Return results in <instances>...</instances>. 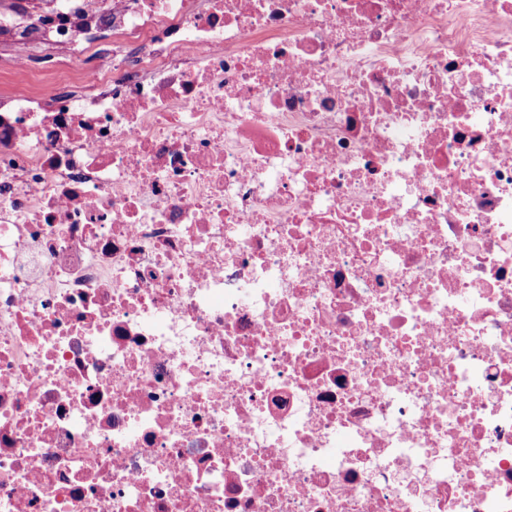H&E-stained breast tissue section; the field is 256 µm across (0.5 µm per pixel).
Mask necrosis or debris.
I'll list each match as a JSON object with an SVG mask.
<instances>
[{"instance_id":"necrosis-or-debris-1","label":"necrosis or debris","mask_w":512,"mask_h":512,"mask_svg":"<svg viewBox=\"0 0 512 512\" xmlns=\"http://www.w3.org/2000/svg\"><path fill=\"white\" fill-rule=\"evenodd\" d=\"M4 41L72 67L0 101V512H512V0Z\"/></svg>"}]
</instances>
